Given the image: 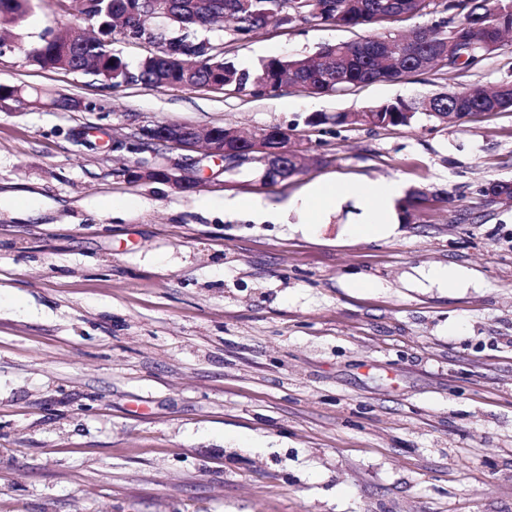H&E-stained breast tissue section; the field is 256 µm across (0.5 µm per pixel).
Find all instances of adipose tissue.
<instances>
[{
  "instance_id": "obj_1",
  "label": "adipose tissue",
  "mask_w": 512,
  "mask_h": 512,
  "mask_svg": "<svg viewBox=\"0 0 512 512\" xmlns=\"http://www.w3.org/2000/svg\"><path fill=\"white\" fill-rule=\"evenodd\" d=\"M400 195L395 181H373L353 193L360 210V220L351 232L359 236H387L394 232L397 216L394 202Z\"/></svg>"
}]
</instances>
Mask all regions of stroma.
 Masks as SVG:
<instances>
[{"label": "stroma", "instance_id": "1", "mask_svg": "<svg viewBox=\"0 0 512 512\" xmlns=\"http://www.w3.org/2000/svg\"><path fill=\"white\" fill-rule=\"evenodd\" d=\"M83 22L73 0H32L0 54V85L76 102L0 101V512H512V205L483 193L512 181V112L311 126L456 80L255 96L113 88L29 58ZM358 36L208 34L245 66ZM161 123L277 125L302 166L190 192L130 180L197 171L172 146L112 149ZM376 180L428 194L387 237L350 235V201L303 231L224 207ZM444 266L460 287L430 281Z\"/></svg>", "mask_w": 512, "mask_h": 512}]
</instances>
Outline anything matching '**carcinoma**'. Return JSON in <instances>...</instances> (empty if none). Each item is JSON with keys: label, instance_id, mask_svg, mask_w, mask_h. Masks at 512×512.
I'll return each mask as SVG.
<instances>
[{"label": "carcinoma", "instance_id": "1", "mask_svg": "<svg viewBox=\"0 0 512 512\" xmlns=\"http://www.w3.org/2000/svg\"><path fill=\"white\" fill-rule=\"evenodd\" d=\"M431 5L432 0H290L295 24L321 22L366 29L371 34L326 46L313 56L269 57L243 68L231 59L207 57L200 32L223 17L233 22L232 40L248 41L278 24L269 0H164L168 28L182 34V39L167 50L145 56L135 67L113 52L106 37H88L84 28L42 38L32 59L42 69L86 70L114 87L136 83L152 89H194L222 80L228 87L256 96L269 89L276 92L282 85L322 95L400 79L436 66L469 70L501 50L497 39L512 33V0H443L441 9L433 11ZM31 9V0H0V29L21 24ZM80 14L98 27L128 37L146 25L135 12V0H88ZM430 14L438 18L403 34L376 32L392 21ZM511 110V80L493 88L476 82L451 97L442 92L420 101L398 99L361 111L312 117L309 123L409 127L419 113L442 123L447 117L459 120ZM483 193L509 203L512 181L492 182Z\"/></svg>", "mask_w": 512, "mask_h": 512}]
</instances>
